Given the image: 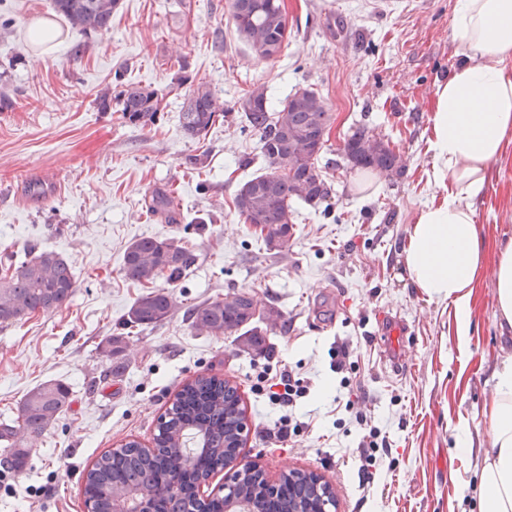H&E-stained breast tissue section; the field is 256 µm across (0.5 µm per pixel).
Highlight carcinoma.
<instances>
[{
	"label": "carcinoma",
	"mask_w": 512,
	"mask_h": 512,
	"mask_svg": "<svg viewBox=\"0 0 512 512\" xmlns=\"http://www.w3.org/2000/svg\"><path fill=\"white\" fill-rule=\"evenodd\" d=\"M118 6L119 0H51L52 10L85 34L106 32ZM227 7L236 31L255 57L271 60L280 54L288 30L282 0H227ZM114 81L117 91L112 97L107 92L99 97L101 108L108 109L114 102L127 123L155 124L163 94L152 87L126 85L119 73ZM240 110L248 127L260 135L266 172L241 185L234 206L244 223L259 231L268 249L285 255L293 237L291 201L318 203L331 193L318 171V159L324 147L320 136L331 127L333 116L325 100L310 88L299 89L276 105L265 89L255 88L243 96ZM222 118L224 103L206 86L199 85L185 95L181 123L187 135L203 137ZM344 152L355 166L380 174H400L405 168L401 153L367 138L360 128L346 140ZM148 211L165 216L171 224L178 223L166 191L153 193ZM190 263V252L177 241L141 238L126 249L122 274L143 287L160 279L173 283ZM75 288L71 267L54 251L33 248L27 261L16 265L8 260L0 275V325L57 310L71 301ZM175 309L172 293L151 289L136 299L122 326H156L170 319ZM188 319L192 327L214 336L242 328L243 335L258 336L254 323L262 319L275 324L281 313L274 308L260 312L249 294L233 290L222 299L191 308ZM123 352L121 333L109 337L101 348L113 369ZM70 403V387L62 381H45L27 391L17 419L0 423L3 465L23 470L29 455L23 439L42 437ZM245 419L238 389L230 381L198 376L184 383L158 420L153 447L128 441L104 453L86 472L85 505L92 512H115L119 503L142 491L152 497L140 512H225L227 506L236 512L244 504L254 512H309L322 497L336 501L328 483L302 477L296 471L282 475L283 486L276 496L260 498L255 492L264 475L249 465L236 472V483L226 498L201 499L200 479L238 458L243 444L240 426Z\"/></svg>",
	"instance_id": "obj_1"
}]
</instances>
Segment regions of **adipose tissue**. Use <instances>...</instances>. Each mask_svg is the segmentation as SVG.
I'll return each instance as SVG.
<instances>
[{
  "label": "adipose tissue",
  "instance_id": "1",
  "mask_svg": "<svg viewBox=\"0 0 512 512\" xmlns=\"http://www.w3.org/2000/svg\"><path fill=\"white\" fill-rule=\"evenodd\" d=\"M451 40L464 62L436 91L432 178L443 188L440 204L423 208L404 250L417 288L449 301L460 333H467L472 292L486 242L475 222V204L486 191L490 164L512 143V0H458ZM496 304L502 334L512 333V239L497 246ZM494 392L483 415L490 445L476 449L469 434L460 453L480 456V512H512V353L493 371Z\"/></svg>",
  "mask_w": 512,
  "mask_h": 512
}]
</instances>
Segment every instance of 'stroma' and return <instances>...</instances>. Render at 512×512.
I'll use <instances>...</instances> for the list:
<instances>
[{
  "label": "stroma",
  "instance_id": "1",
  "mask_svg": "<svg viewBox=\"0 0 512 512\" xmlns=\"http://www.w3.org/2000/svg\"><path fill=\"white\" fill-rule=\"evenodd\" d=\"M284 4L288 37L265 61L239 37L226 0H120L102 35L71 28L50 0H0V95L11 101L0 111V260L51 250L76 280L67 306L0 326V420L16 419L24 394L42 382L72 390L55 427L29 443L24 470L0 467V512H87V469L121 441L151 446L176 391L198 376L238 385L249 430L237 462L270 482L291 470L317 473L337 512H478L476 459L456 440L467 430L488 443L491 372L512 352L495 316V255H486L461 336L452 305L412 284L403 254L420 210L443 198L428 140L436 89L461 63L451 42L456 0H402L390 14L381 0ZM40 19L57 31L46 53L33 36ZM118 72L164 94L156 124L134 126L99 107ZM200 84L223 100L226 116L198 140L180 112ZM257 87L275 102L314 89L334 116L318 162L331 197L294 202L285 256L267 250L233 203L259 171L243 164L259 136L238 110ZM358 126L407 160L401 175L377 176L361 193L344 153ZM157 190L172 192L180 223L148 213ZM200 220L205 230H193ZM476 222L488 245L512 238V146L490 166ZM142 237L179 241L192 262L177 283L157 281L177 309L161 326L130 328L125 370L110 377L99 347L143 292L121 273L127 246ZM230 290L281 311L260 346L187 320L189 308ZM346 344L353 352L340 370ZM266 368L307 381L295 407L304 433L279 437L285 408L252 389ZM373 427L389 448L365 470L357 447Z\"/></svg>",
  "mask_w": 512,
  "mask_h": 512
}]
</instances>
